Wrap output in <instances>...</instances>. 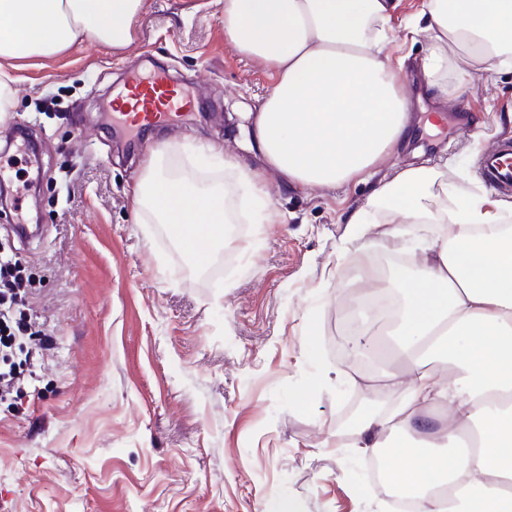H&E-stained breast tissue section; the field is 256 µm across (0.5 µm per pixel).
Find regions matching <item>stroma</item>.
I'll use <instances>...</instances> for the list:
<instances>
[{
  "label": "stroma",
  "instance_id": "stroma-1",
  "mask_svg": "<svg viewBox=\"0 0 512 512\" xmlns=\"http://www.w3.org/2000/svg\"><path fill=\"white\" fill-rule=\"evenodd\" d=\"M424 2L400 0L391 22V56L411 66L425 55L406 38ZM223 12L224 0H147L129 45L28 60L0 112V254L23 272L20 311L51 337L0 400V512H262L277 496L307 512H392L367 455L335 444L349 399L374 395L351 382L340 299L363 285L354 259L412 253L440 227L390 243L388 212L355 239L345 220L372 210L370 183L287 189L268 172L263 199L219 167L208 146L256 164L237 124L271 87L225 38ZM157 71L194 94L178 128L113 119L130 76ZM502 133L512 71L476 72L379 174L438 166L452 197H483L479 161ZM160 144L171 173L222 181L249 214L271 202L279 220L228 225L202 263L165 225L135 223L140 163Z\"/></svg>",
  "mask_w": 512,
  "mask_h": 512
}]
</instances>
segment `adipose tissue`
<instances>
[{"label":"adipose tissue","mask_w":512,"mask_h":512,"mask_svg":"<svg viewBox=\"0 0 512 512\" xmlns=\"http://www.w3.org/2000/svg\"><path fill=\"white\" fill-rule=\"evenodd\" d=\"M146 0H0V111L24 60L50 58L85 41L130 43ZM396 0H224V34L243 56L263 61L273 83L249 113L257 167L213 148L221 166L263 192L271 170L283 187L333 188L372 181L373 199L397 211L386 237H415L421 224L447 225L414 254L417 277L397 275L401 316L393 334L401 371L385 394L397 404L369 413L344 438L377 456L415 512H512V203L470 197L449 204L432 187L439 169L378 164L413 135L412 85L438 104L473 71L494 79L512 69V0H427L414 34L429 48L419 78L393 64L389 21ZM163 152L142 163L137 219L183 227L220 242L235 223L218 183L165 174ZM448 411L432 429L430 404Z\"/></svg>","instance_id":"ef3b65f1"}]
</instances>
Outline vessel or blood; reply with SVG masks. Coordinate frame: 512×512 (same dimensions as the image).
Instances as JSON below:
<instances>
[{
  "label": "vessel or blood",
  "instance_id": "vessel-or-blood-1",
  "mask_svg": "<svg viewBox=\"0 0 512 512\" xmlns=\"http://www.w3.org/2000/svg\"><path fill=\"white\" fill-rule=\"evenodd\" d=\"M129 87L139 97L136 110L129 113L127 118L131 124H175L180 111L189 108L192 101L188 92L177 91L162 74L132 78ZM480 175L488 189L496 192L512 191V137L497 141L482 156Z\"/></svg>",
  "mask_w": 512,
  "mask_h": 512
}]
</instances>
